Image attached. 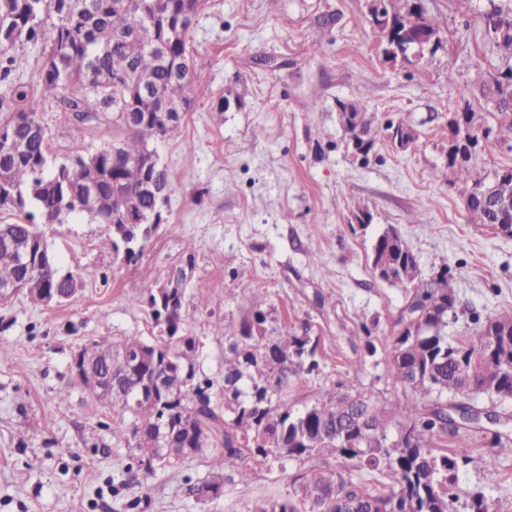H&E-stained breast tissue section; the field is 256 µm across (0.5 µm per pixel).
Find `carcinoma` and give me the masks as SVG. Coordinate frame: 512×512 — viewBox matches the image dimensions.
<instances>
[{"label": "carcinoma", "instance_id": "cac0c4a2", "mask_svg": "<svg viewBox=\"0 0 512 512\" xmlns=\"http://www.w3.org/2000/svg\"><path fill=\"white\" fill-rule=\"evenodd\" d=\"M185 0H0V79L11 71L15 58L4 54L23 39L41 40L45 58L35 85H12V115L0 123V208L34 207L44 223H62L72 214H86L110 233L100 246L124 250L126 262L136 260L163 221V203L147 185L155 180L170 187L166 167L157 161L151 144L174 133L183 113L165 112L164 100L190 103V87L178 81L164 54L191 50L188 30H179ZM370 21L381 32L379 46L389 62L420 59L440 46V33L420 0H368ZM486 36L506 57L505 71L476 74L481 96L497 114V127L484 131L498 142L512 145V0L508 6L489 0L480 13ZM432 44L420 46L417 33ZM56 95L61 109L80 122H112L121 135L112 145L86 152L77 148L69 162L46 171L48 138L25 104L34 88ZM358 123L344 129L349 138L362 134L375 146L379 131H414L402 122L383 126L353 103L339 102ZM138 112L126 122L122 113ZM480 139L472 128L448 122V169L461 183L463 197L473 198L485 179L478 170ZM132 198L145 218L133 233L112 227L118 199ZM25 213L0 229V286L24 285L33 299L54 289L61 301L75 291L74 274H63L47 253L43 234ZM32 249L39 276H29L17 250ZM377 266L394 269L381 280L403 281L397 267L418 266L399 230L387 225L373 240ZM405 309L419 316L416 326L403 327L388 343L387 378L418 397L395 408L353 386L338 385L301 409L283 400L288 380L320 371L317 342L297 336L283 324L278 336L266 335L264 299L256 296L252 315L242 320L225 340L224 387L196 376L198 342L184 334L185 295H161L160 282L144 284L143 303L159 334L149 340L129 335L119 340L92 341L80 355L112 376V407L132 417L129 431L114 437L133 444L137 469L151 474L155 466L174 464L216 448L209 476L189 488L193 497L207 500L202 487L234 479L250 480L253 470L272 457L315 459L322 466L296 475L293 494L260 499L251 512H453L451 487L467 459L448 447L464 428L476 427L484 406L512 401V315L469 317L464 336L448 340V320L459 319L457 294L448 282V267L427 283L407 282ZM155 377L166 391L151 404L135 405L132 397ZM167 416L191 425V430L167 434L173 457H158L137 439ZM383 472L388 489L376 492L362 474ZM469 512H498L484 492L471 496Z\"/></svg>", "mask_w": 512, "mask_h": 512}]
</instances>
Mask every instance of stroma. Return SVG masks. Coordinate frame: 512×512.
Here are the masks:
<instances>
[{
  "label": "stroma",
  "mask_w": 512,
  "mask_h": 512,
  "mask_svg": "<svg viewBox=\"0 0 512 512\" xmlns=\"http://www.w3.org/2000/svg\"><path fill=\"white\" fill-rule=\"evenodd\" d=\"M443 46L420 61H385L367 0H208L190 31L195 96L181 126L157 142L169 173L164 219L137 261L101 248L105 225L68 217L42 225L56 266L78 273L75 294L46 305L19 294L0 304V512H249L254 498L281 497L307 460H269L249 482L225 483L202 503L188 488L207 478L208 454L159 468L147 481L114 431L131 419L97 404L75 386L73 354L85 343L157 329L142 297V281L163 280L192 260L185 329L200 341L196 373L224 376L223 335L263 294L267 329L288 325L318 341L321 371L292 378L288 399L313 403L338 384L353 385L391 404L411 394L385 377L387 342L406 290L372 269L374 235L394 225L430 281L447 267L459 309L481 316L512 314V237L473 223L448 169V115L468 107L474 130L495 126V112L470 80L476 70H504L478 18L486 0L463 20L455 0H421ZM16 64L0 80V101L13 82L36 80L41 44L21 41ZM355 102L380 121L412 127L416 140L400 149L379 140L369 162L354 157L338 105ZM49 139L48 168L75 147L111 145L118 129L81 123L45 93L27 103ZM369 227L352 220L358 207ZM203 290L214 298L196 306ZM376 354H369L366 342ZM361 362L358 375L348 361ZM70 387L66 400L58 391ZM465 457L454 492L456 512H468L484 490L500 512H512V457L493 455L489 439L463 433L450 442ZM501 475L485 487L486 467Z\"/></svg>",
  "instance_id": "obj_1"
}]
</instances>
